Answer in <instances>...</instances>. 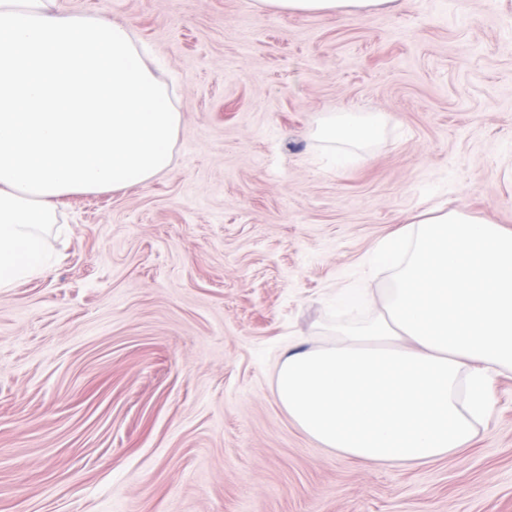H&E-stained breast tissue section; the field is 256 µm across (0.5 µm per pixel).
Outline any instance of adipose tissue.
Instances as JSON below:
<instances>
[{
    "label": "adipose tissue",
    "mask_w": 512,
    "mask_h": 512,
    "mask_svg": "<svg viewBox=\"0 0 512 512\" xmlns=\"http://www.w3.org/2000/svg\"><path fill=\"white\" fill-rule=\"evenodd\" d=\"M396 0H255L261 12L353 14ZM383 112H332L314 131L337 163L382 133ZM181 114L132 29L63 10L59 0H0V288L50 266L45 237L60 200L146 183L173 164ZM394 286L375 297L381 268ZM337 306L378 302L334 341L297 345L276 395L300 429L369 468L426 465L466 450L512 371V230L452 209L375 246Z\"/></svg>",
    "instance_id": "obj_1"
}]
</instances>
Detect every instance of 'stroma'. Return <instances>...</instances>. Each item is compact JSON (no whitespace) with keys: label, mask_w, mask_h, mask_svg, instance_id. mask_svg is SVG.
<instances>
[{"label":"stroma","mask_w":512,"mask_h":512,"mask_svg":"<svg viewBox=\"0 0 512 512\" xmlns=\"http://www.w3.org/2000/svg\"><path fill=\"white\" fill-rule=\"evenodd\" d=\"M60 4L131 25L182 123L167 173L65 199L58 260L0 289V512H512V372L430 465L342 458L276 398L288 347L369 316L332 297L413 215L512 230V0ZM344 111L390 120L337 169L310 131ZM396 2V0H255V7L260 12L293 15L353 14L391 9L395 7Z\"/></svg>","instance_id":"obj_1"}]
</instances>
